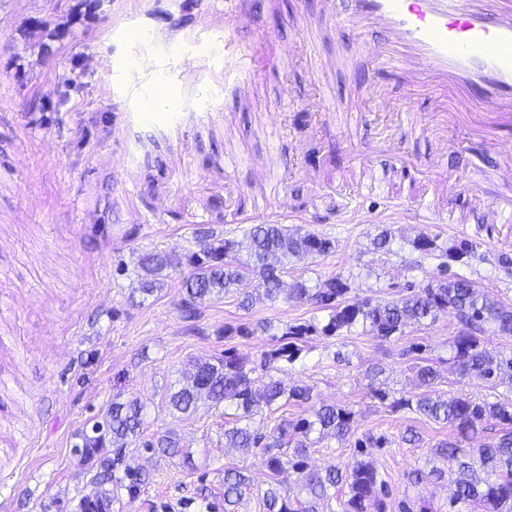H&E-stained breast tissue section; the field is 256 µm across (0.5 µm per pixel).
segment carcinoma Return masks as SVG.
Returning <instances> with one entry per match:
<instances>
[{"label":"carcinoma","instance_id":"cac0c4a2","mask_svg":"<svg viewBox=\"0 0 512 512\" xmlns=\"http://www.w3.org/2000/svg\"><path fill=\"white\" fill-rule=\"evenodd\" d=\"M203 246L178 256L167 252L143 255L136 272L139 291L151 295L162 287L167 271L185 263L190 274L182 281V304L190 311L198 304L234 293L240 304L250 307V273H257L264 284L265 298L271 302H313L330 310L328 321L321 328L327 336H339L361 327L385 340L399 337L411 325L422 326L436 320L439 313L452 310L463 325L454 342L453 365L462 376L474 375L495 385H512V353L489 350L480 343L484 326L492 325L507 336L512 335V305L490 298L474 282L453 274L439 278L418 289L410 286L409 293L391 300H373L349 296L348 279L342 275L321 285L309 286L297 279L288 281V265L305 259L321 257L335 249L332 239L323 235L293 230L282 224H253L244 240L219 238L212 233H199ZM413 249L423 255L436 252L463 264L475 252L479 243L463 240L451 247L438 244V236H422L412 242ZM316 328L312 325L288 327L283 343L264 353L261 371L265 381L256 386L247 356L228 349L211 361L187 364L180 372L178 387L168 396L171 411L187 415L199 404L209 401L224 404L233 410L232 426L224 429V447L239 448L248 453L260 448L266 454L270 471L280 475L288 469L296 473L295 483L306 492L305 500L290 499L288 487L282 482L267 488L262 501L265 512H318L317 501L330 497V491L348 488L346 512H384L379 492L385 481L364 461L344 468L333 465L322 472L306 471L304 458L309 452L310 436L318 440L334 438L340 442L351 436L354 413L336 405L310 407L308 414L294 420H283L265 431L254 424L255 417L265 408L272 409L281 400L306 403L311 389L307 386L287 388L274 372L279 363L297 361L307 344V337ZM417 385L423 392L413 399H398L393 408H408L431 421L448 425L456 435L439 442L431 449L434 460L458 466L453 504L464 507L479 503L487 512H512V402L476 401L465 395L441 397L434 391L439 373L430 364L414 366ZM495 420L503 433L481 448L466 450L460 440L475 430L482 421ZM95 427L82 434L76 446L83 461L97 470L90 482L92 489L79 503L80 512H108L112 499L125 490L135 495L149 481V474L127 468L118 476L112 470V460L106 449L120 456L123 450L140 440L145 433L143 405L135 398L112 402V407ZM164 457L190 460L181 439L170 432L158 434L143 443ZM293 448V453L284 452ZM224 512H237L236 506L252 492L249 477L239 468L224 469Z\"/></svg>","mask_w":512,"mask_h":512}]
</instances>
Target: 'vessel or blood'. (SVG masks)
<instances>
[{
  "label": "vessel or blood",
  "mask_w": 512,
  "mask_h": 512,
  "mask_svg": "<svg viewBox=\"0 0 512 512\" xmlns=\"http://www.w3.org/2000/svg\"><path fill=\"white\" fill-rule=\"evenodd\" d=\"M322 8L337 26L350 24L380 35L361 53L337 49L324 68L371 66L364 93L379 102L385 99L386 74L410 87L434 90L433 111L419 114L412 102H404L413 126L428 131L472 113L488 117L467 146L476 164L496 129H512V0H323ZM384 147L379 141L352 153V167L364 170L368 179L339 181L341 194L352 199L381 194L387 173L373 166L371 158ZM469 190L494 198L490 223L512 222V155L483 172ZM411 204L419 223L446 220L445 210L425 197H413Z\"/></svg>",
  "instance_id": "vessel-or-blood-1"
}]
</instances>
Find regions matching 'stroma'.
<instances>
[{"label": "stroma", "mask_w": 512, "mask_h": 512, "mask_svg": "<svg viewBox=\"0 0 512 512\" xmlns=\"http://www.w3.org/2000/svg\"><path fill=\"white\" fill-rule=\"evenodd\" d=\"M79 3L0 0V512H80L93 471L75 446L117 396L137 398L150 432L177 434L192 457L186 464L133 444L123 464L148 470L150 480L136 496L120 493L111 512H224L227 466L252 482L239 512H263L274 476L261 451L225 447L223 408L205 402L178 419L166 395L187 362L227 349L259 362L288 326L323 325L328 312L270 302L255 276L251 307L228 294L189 317L180 306L188 267L145 297L135 291L139 257L195 248L201 226L242 239L244 216L284 203L295 213L288 227L336 242L334 253L292 264L289 278L313 286L340 274L351 295L392 299L441 275L439 259L420 257L413 239L435 235L449 247L476 238L475 256L452 272L511 304L512 276L496 258L512 254V223L476 236L486 210L465 194L439 201L453 212L452 224L391 214L384 196L434 194L397 175L383 197L363 200V223L343 222L332 189L343 175L360 181V171L347 167L352 150L389 129V148L425 167L439 141L400 110L410 97L428 108L430 91L395 79L384 111L352 113L349 90L359 73L318 71L337 28L314 0H104L92 16ZM35 18L58 37L30 29ZM242 56L248 70L231 69L229 60ZM76 77L84 89L68 91ZM157 86L181 88L180 127L154 112ZM323 97L330 111H319ZM385 229L395 234L392 250L374 252L372 240ZM461 329L454 313L443 312L397 339L359 329L339 339L309 336L280 380L309 386V404L351 409L355 434L385 437L386 445L359 450L329 438L312 445L308 468L361 459L386 482L385 512H456L455 466L438 479H411L430 470V450L450 428L390 402L417 394L412 367L421 357L439 371L438 391L512 400V387L450 369ZM380 390L388 400L377 398ZM306 405L264 411V423L297 418ZM411 430L419 440L408 444Z\"/></svg>", "instance_id": "stroma-1"}]
</instances>
